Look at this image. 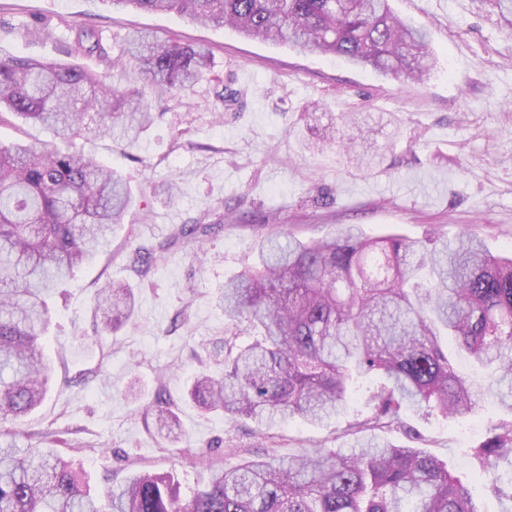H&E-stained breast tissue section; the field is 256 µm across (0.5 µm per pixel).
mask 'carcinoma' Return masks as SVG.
<instances>
[{
	"mask_svg": "<svg viewBox=\"0 0 512 512\" xmlns=\"http://www.w3.org/2000/svg\"><path fill=\"white\" fill-rule=\"evenodd\" d=\"M146 12H175L231 26L303 52L334 55L385 74L420 80L435 67L425 30L395 14L389 0H108ZM145 86L108 83L112 58L87 29L68 55H96L102 70L0 51V109L54 130L63 146L0 144V512H478L474 487L421 448L370 437L357 448H316L275 461L251 458L213 469L205 486L181 495L171 473H134L90 494L85 471L53 448L50 432L17 420L44 401L52 367L40 339L59 286L104 248L133 203L122 178L87 157L79 141L115 136L139 142L151 122L147 91H187L210 65L208 52L177 41L129 38ZM357 169L374 150L336 141ZM214 228L180 224L162 241L137 244L131 269L188 247ZM258 259L224 282V373H200L186 393L199 409L260 428L301 418L323 426L348 416L351 387L378 377L372 413L344 432L406 430L416 408L444 419L472 413L487 397L512 416V252L493 255L469 231L418 240L370 237L342 224L329 237L302 241L287 230L259 236ZM133 288L107 283L95 312L103 328L131 319ZM484 370L476 378L448 359V342ZM177 404L155 400L156 434L167 440ZM481 470L512 462V419L487 427L469 449ZM512 499V478L485 486Z\"/></svg>",
	"mask_w": 512,
	"mask_h": 512,
	"instance_id": "carcinoma-1",
	"label": "carcinoma"
}]
</instances>
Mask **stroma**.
Wrapping results in <instances>:
<instances>
[{
  "label": "stroma",
  "instance_id": "1",
  "mask_svg": "<svg viewBox=\"0 0 512 512\" xmlns=\"http://www.w3.org/2000/svg\"><path fill=\"white\" fill-rule=\"evenodd\" d=\"M395 13L424 28L436 68L419 81L283 44L249 39L168 12L115 9L105 0H0V48L15 56L66 60L76 28L93 30L113 60L110 80L142 81L123 53L132 31L209 50L211 72L186 97H166L138 146L102 137L85 152L118 171L136 199L110 246L55 294L42 339L55 362L42 406L17 424L50 431L58 451L79 464L97 494L130 474L173 472L184 495L209 480L211 466L304 448H336L342 422L323 427L289 419L255 434L186 400L203 345L224 334V282L255 259L264 225L300 240L338 224L371 236L426 239L469 230L493 254L512 251V28L487 0H391ZM232 91L235 102L220 95ZM369 112L337 134L374 146L380 164L348 167L342 153L315 150L328 117ZM231 214L194 249L174 248L147 277L129 267L132 245L167 236L205 210ZM128 282L134 322L98 326L94 299L108 282ZM176 401L179 426L160 442L147 407L158 388ZM493 400L450 420L410 410L408 432L382 440L424 449L463 482L512 476V465L481 472L467 449L498 419Z\"/></svg>",
  "mask_w": 512,
  "mask_h": 512
}]
</instances>
